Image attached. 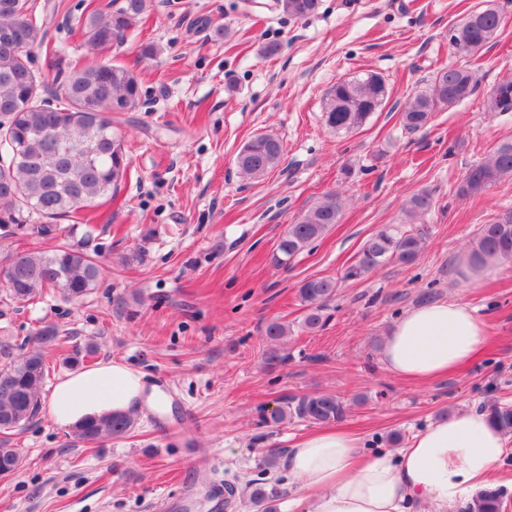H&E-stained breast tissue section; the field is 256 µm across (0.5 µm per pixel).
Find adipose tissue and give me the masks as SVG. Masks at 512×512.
I'll return each mask as SVG.
<instances>
[{"instance_id": "ef3b65f1", "label": "adipose tissue", "mask_w": 512, "mask_h": 512, "mask_svg": "<svg viewBox=\"0 0 512 512\" xmlns=\"http://www.w3.org/2000/svg\"><path fill=\"white\" fill-rule=\"evenodd\" d=\"M488 338L468 304L431 301L408 310L389 329L381 360L392 375L430 381L469 364ZM147 392L143 374L107 360L59 380L48 404L58 425L72 427L106 414L126 413ZM355 436L324 430L295 440L283 466L297 478L290 512H472L474 494L496 482L506 438L487 411L473 407L436 421L401 449L363 455Z\"/></svg>"}]
</instances>
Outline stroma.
<instances>
[{"label": "stroma", "instance_id": "35a3bbf8", "mask_svg": "<svg viewBox=\"0 0 512 512\" xmlns=\"http://www.w3.org/2000/svg\"><path fill=\"white\" fill-rule=\"evenodd\" d=\"M85 6L34 0L35 12L49 15L52 44L137 73L143 103L115 124L131 175L91 211L99 288L79 303L0 296V343L57 326L67 350L95 345L84 366L124 362L164 393L166 407L141 406L128 435L96 447L73 442L70 428L45 414L14 432L25 464L0 477V512H155L162 498L169 512H217L209 489L222 480L237 487L226 512H254L252 482L276 487V512H288L293 484L265 455L317 429L269 422L291 397H342L349 410L340 427L367 454L456 411L512 403V262L475 281L461 275L479 227L512 210V179L475 196L458 192L470 165L512 140V112L483 105L494 85L512 79V0H318L303 19L274 10L273 0H151L126 42L108 50L81 37ZM486 8L504 23L478 60L476 93L434 113L423 131H405L411 96L461 62L450 28ZM145 41L154 57H141ZM267 42L280 44L276 56H261ZM369 73L386 81L383 105L360 128L332 131L326 92ZM260 133L279 137L285 156L257 181L241 174L236 156ZM423 191L432 208L409 220L405 203ZM330 192L342 200L339 223L276 265L289 224ZM407 224L428 230L415 264L393 261L343 280L372 234ZM319 277L337 288L327 323L310 331L297 292ZM445 298L485 322L482 354L432 382L392 376L380 358L388 327ZM273 319L292 333L287 360L270 370L262 330Z\"/></svg>", "mask_w": 512, "mask_h": 512}]
</instances>
